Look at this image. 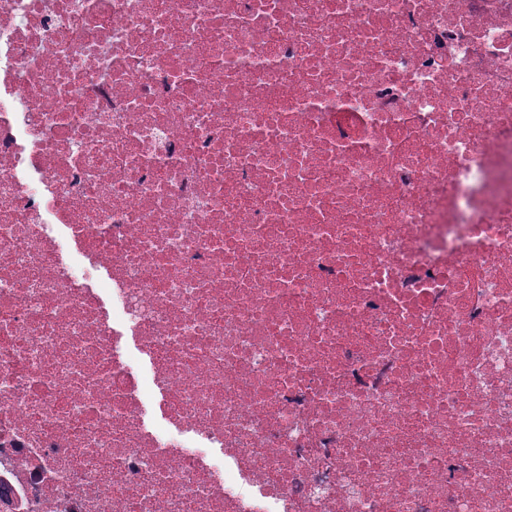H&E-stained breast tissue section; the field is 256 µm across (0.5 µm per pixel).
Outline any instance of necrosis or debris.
<instances>
[{
	"label": "necrosis or debris",
	"mask_w": 512,
	"mask_h": 512,
	"mask_svg": "<svg viewBox=\"0 0 512 512\" xmlns=\"http://www.w3.org/2000/svg\"><path fill=\"white\" fill-rule=\"evenodd\" d=\"M0 512H512V0H0Z\"/></svg>",
	"instance_id": "necrosis-or-debris-1"
}]
</instances>
